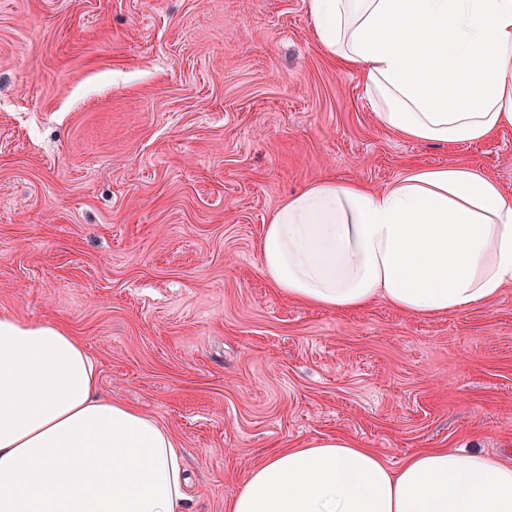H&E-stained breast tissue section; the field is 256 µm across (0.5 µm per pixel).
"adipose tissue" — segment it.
<instances>
[{"label":"adipose tissue","mask_w":512,"mask_h":512,"mask_svg":"<svg viewBox=\"0 0 512 512\" xmlns=\"http://www.w3.org/2000/svg\"><path fill=\"white\" fill-rule=\"evenodd\" d=\"M314 34L357 70L379 122L413 141H483L512 126V0H307ZM284 297L334 311L381 299L442 315L512 285V194L461 165L387 187L322 179L260 242ZM182 450L154 417L100 395L56 323L0 317V512H181ZM226 512H512V465L430 449L392 469L348 438L270 454Z\"/></svg>","instance_id":"ef3b65f1"}]
</instances>
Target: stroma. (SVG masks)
I'll return each mask as SVG.
<instances>
[{"instance_id": "35a3bbf8", "label": "stroma", "mask_w": 512, "mask_h": 512, "mask_svg": "<svg viewBox=\"0 0 512 512\" xmlns=\"http://www.w3.org/2000/svg\"><path fill=\"white\" fill-rule=\"evenodd\" d=\"M306 0H0V316L55 322L102 392L184 450V512L271 453L344 436L512 462V286L464 312L289 301L264 224L326 177L463 165L512 191V127L472 144L383 128Z\"/></svg>"}]
</instances>
